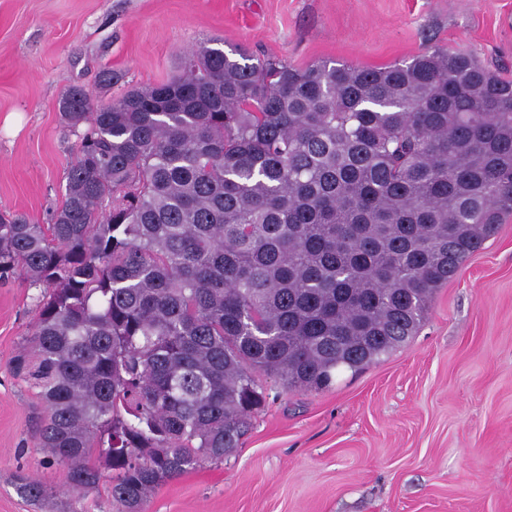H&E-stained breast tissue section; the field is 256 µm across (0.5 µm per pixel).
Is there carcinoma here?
<instances>
[{
    "instance_id": "1",
    "label": "carcinoma",
    "mask_w": 512,
    "mask_h": 512,
    "mask_svg": "<svg viewBox=\"0 0 512 512\" xmlns=\"http://www.w3.org/2000/svg\"><path fill=\"white\" fill-rule=\"evenodd\" d=\"M48 222L0 211L41 289L13 372L77 493L121 512L238 448L257 375L322 390L402 347L512 215V80L464 52L305 68L202 45L172 81L61 101Z\"/></svg>"
}]
</instances>
